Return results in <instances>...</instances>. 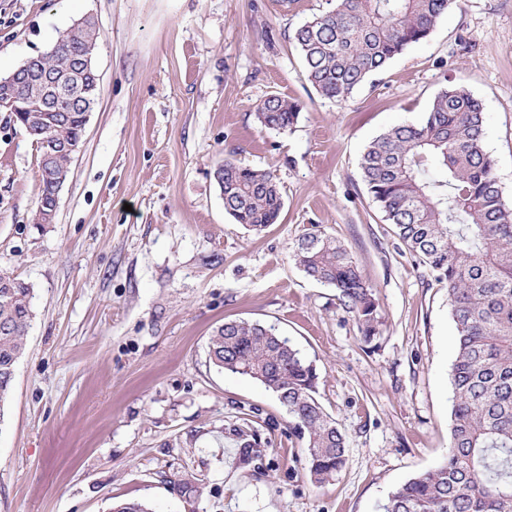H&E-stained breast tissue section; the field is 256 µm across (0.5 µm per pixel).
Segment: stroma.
Segmentation results:
<instances>
[{"label": "stroma", "instance_id": "1", "mask_svg": "<svg viewBox=\"0 0 512 512\" xmlns=\"http://www.w3.org/2000/svg\"><path fill=\"white\" fill-rule=\"evenodd\" d=\"M329 0H0V76L93 15L92 112L55 221L35 224V142L0 112V269L32 285V320L0 418V512H382L400 484L443 461L455 328L448 286L369 196L359 158L388 128L421 122L466 88L512 205V0H462L346 105L307 81L294 31ZM272 94L299 104L263 127ZM234 158L277 178L262 233L224 210L214 179ZM319 229L340 240L381 317L364 343L334 288L291 258ZM275 326L316 368L345 464L314 482L306 441L276 396L217 370L214 327ZM250 417L260 453L235 432ZM299 106L280 95H269L256 107V118L262 126L272 130L286 131L297 120Z\"/></svg>", "mask_w": 512, "mask_h": 512}]
</instances>
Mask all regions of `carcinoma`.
<instances>
[{
    "label": "carcinoma",
    "instance_id": "carcinoma-1",
    "mask_svg": "<svg viewBox=\"0 0 512 512\" xmlns=\"http://www.w3.org/2000/svg\"><path fill=\"white\" fill-rule=\"evenodd\" d=\"M333 9L295 30L308 81L323 97L346 102L407 47L426 40L459 0H334ZM299 106L270 95L256 107L268 129L285 131ZM39 152L80 146V120L46 112L15 116ZM481 103L465 88L441 90L420 124H398L365 149L360 168L385 221L435 278L448 283L455 324L450 448L436 467L394 489L383 512H512V206L503 199L483 146ZM71 155L38 167L39 201L51 199ZM224 210L256 234L284 207L272 173L226 159L219 166ZM292 257L315 281L336 288L358 320L364 343L378 335V304L347 249L320 232L303 234ZM33 288L0 272V418L33 318ZM218 369L248 376L276 395L293 429L307 436L311 479L320 483L345 461V438L316 398L313 365L274 327L229 320L208 341ZM111 512H152L143 501H119Z\"/></svg>",
    "mask_w": 512,
    "mask_h": 512
}]
</instances>
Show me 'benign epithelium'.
I'll return each mask as SVG.
<instances>
[{
	"label": "benign epithelium",
	"mask_w": 512,
	"mask_h": 512,
	"mask_svg": "<svg viewBox=\"0 0 512 512\" xmlns=\"http://www.w3.org/2000/svg\"><path fill=\"white\" fill-rule=\"evenodd\" d=\"M90 30H97V25L93 17L86 15L60 33L55 49L58 50L64 46L72 33ZM96 55L95 45L90 42L83 46L79 57V68L92 78L90 86L69 89L64 80L60 79L54 83V91L58 93L57 100L54 102L44 96L40 89V81L52 76L48 67V57L40 53L25 60L10 75L0 77V112H10L12 114L28 112L39 106L43 112H80L82 113L83 123H88L93 100L99 98L100 94V75ZM21 87L29 88V95H20L18 89ZM65 184L66 181L63 179L58 181L49 209L37 208L32 223H54L61 192Z\"/></svg>",
	"instance_id": "7a95c632"
}]
</instances>
